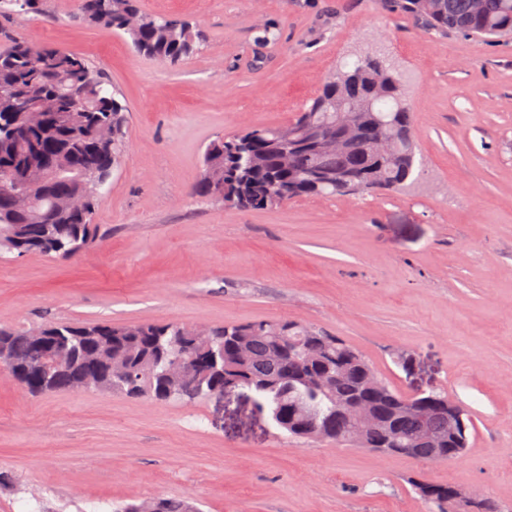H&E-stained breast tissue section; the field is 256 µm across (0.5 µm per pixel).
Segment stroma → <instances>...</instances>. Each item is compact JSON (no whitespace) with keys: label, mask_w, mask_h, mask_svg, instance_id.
I'll return each mask as SVG.
<instances>
[{"label":"stroma","mask_w":512,"mask_h":512,"mask_svg":"<svg viewBox=\"0 0 512 512\" xmlns=\"http://www.w3.org/2000/svg\"><path fill=\"white\" fill-rule=\"evenodd\" d=\"M75 7L1 19L0 47L16 35L101 69L129 111L127 155L80 256L0 260V326L288 319L340 336L403 395L448 393L473 426L463 455L433 463L276 436L245 389L191 405L35 398L0 371V512L156 497L206 512H428L413 477L512 512V35L427 31L380 0H140L200 32L199 52L169 65L73 24ZM374 43L409 77L419 191L248 211L193 194L210 141L288 123Z\"/></svg>","instance_id":"stroma-1"}]
</instances>
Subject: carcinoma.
<instances>
[{
    "instance_id": "cac0c4a2",
    "label": "carcinoma",
    "mask_w": 512,
    "mask_h": 512,
    "mask_svg": "<svg viewBox=\"0 0 512 512\" xmlns=\"http://www.w3.org/2000/svg\"><path fill=\"white\" fill-rule=\"evenodd\" d=\"M382 0L388 10L437 32L450 29L474 36L512 33V0ZM34 14L45 20L41 0H0V18ZM72 22L102 26L130 40L143 56L179 62L198 50L199 35L186 22L146 13L137 0H78ZM357 99L375 85H391L397 75L382 55L359 59L345 73ZM53 97L54 111L30 122L28 105ZM335 91L325 85L291 125L308 124L332 110ZM127 109L110 89L105 74L84 57L51 44L35 46L15 38L0 50V255L39 253L68 259L95 239L97 184L109 178L125 152ZM282 127H256L210 142L202 158L194 194L237 209H264L288 199L342 194L330 184L316 185L310 172L319 165L359 177L361 190L381 186L407 190L415 180L414 116L392 109L383 99L364 113L357 144L347 152L323 157L308 146L292 149L290 163H280L288 143ZM57 172L45 188L44 216L30 219L19 191L28 170ZM55 355L74 369L92 374L95 358L112 346L121 370L98 391L156 402L192 403L213 398L212 381L253 388L258 409L268 413L275 433L296 440L329 441L370 448L385 454L451 460L468 448V418L448 394L431 391L407 397L394 390L354 346L320 328L299 323L254 321L205 328V340L187 335L179 322L106 321L47 323ZM32 332L0 327V346L21 360L33 357ZM35 396L71 390L67 377L51 382L33 378ZM368 404L374 420L358 441L350 437L346 409ZM442 438L428 445L425 431ZM432 512H448L449 485L413 483ZM156 499H132L112 505V512H154ZM165 512H202L191 501L165 499ZM457 512H501L485 499L459 503Z\"/></svg>"
}]
</instances>
